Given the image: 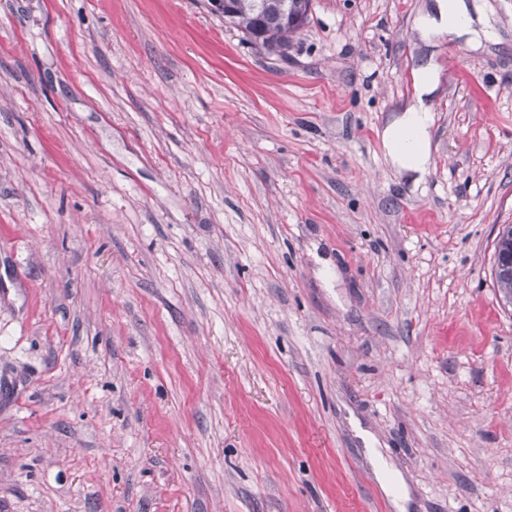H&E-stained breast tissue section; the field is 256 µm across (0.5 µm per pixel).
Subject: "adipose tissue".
<instances>
[{
    "label": "adipose tissue",
    "instance_id": "1",
    "mask_svg": "<svg viewBox=\"0 0 512 512\" xmlns=\"http://www.w3.org/2000/svg\"><path fill=\"white\" fill-rule=\"evenodd\" d=\"M459 35L480 37L463 0H436L432 12L422 15L417 30L424 44H432L446 29ZM438 87L434 65L422 67L418 74L416 96L392 114L381 133L382 145L392 167L399 173L421 179L431 164L430 138L434 117L428 101Z\"/></svg>",
    "mask_w": 512,
    "mask_h": 512
}]
</instances>
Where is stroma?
Listing matches in <instances>:
<instances>
[{"mask_svg":"<svg viewBox=\"0 0 512 512\" xmlns=\"http://www.w3.org/2000/svg\"><path fill=\"white\" fill-rule=\"evenodd\" d=\"M0 0V512H512V0ZM439 71L420 184L380 132ZM257 1H264L262 9ZM224 12L225 23L236 28L252 48L264 53H283L302 25L310 21L311 0H233ZM295 18L299 24L291 23ZM464 0H436L433 12L422 15L417 23V30L425 45H431L437 36L448 28L455 29L459 36L479 38L481 34L489 37L486 29H476L474 21L468 14ZM511 239L512 244V225L509 224L504 227L502 232H499L498 240L495 245L496 260L494 265V274L497 282L498 289L502 294L505 304H512V270L507 267L497 266L498 253H500L509 244Z\"/></svg>","mask_w":512,"mask_h":512,"instance_id":"stroma-1","label":"stroma"}]
</instances>
